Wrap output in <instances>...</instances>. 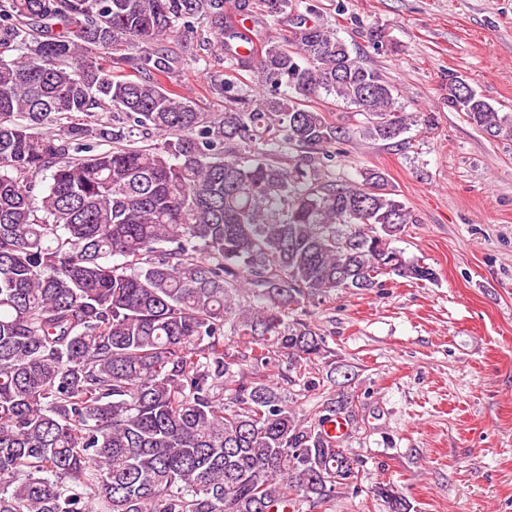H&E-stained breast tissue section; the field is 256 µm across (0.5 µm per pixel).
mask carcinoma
<instances>
[{
	"label": "carcinoma",
	"mask_w": 512,
	"mask_h": 512,
	"mask_svg": "<svg viewBox=\"0 0 512 512\" xmlns=\"http://www.w3.org/2000/svg\"><path fill=\"white\" fill-rule=\"evenodd\" d=\"M258 2L293 31L253 57L224 41L249 40L224 0H0V512H315L359 493L326 431L355 394L305 414L273 355L334 386L335 352L295 308L436 274L393 246L416 219L383 173L323 182L349 131L312 100L354 109L374 141L432 120L315 21L319 0ZM200 17L261 88L213 76L222 117L160 81ZM446 102L512 140V113L453 73ZM96 108L111 120H72ZM92 132L112 148L91 153Z\"/></svg>",
	"instance_id": "1"
}]
</instances>
